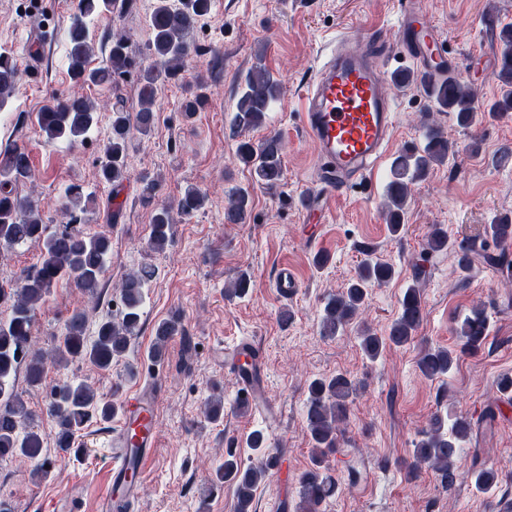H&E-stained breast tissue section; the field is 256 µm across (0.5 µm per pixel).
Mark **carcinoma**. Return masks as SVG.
Returning a JSON list of instances; mask_svg holds the SVG:
<instances>
[{"label":"carcinoma","instance_id":"carcinoma-1","mask_svg":"<svg viewBox=\"0 0 512 512\" xmlns=\"http://www.w3.org/2000/svg\"><path fill=\"white\" fill-rule=\"evenodd\" d=\"M131 0H80L79 14L69 29L68 71L72 79L93 85L112 84L135 66L129 43L123 38L112 42L108 64L89 67L93 45L89 37L87 19L104 11L122 10ZM210 0H156L149 14L148 25L152 33L149 50L154 63L140 71L138 110L131 114L123 99L112 105L111 136L99 158L101 179L120 192L127 173L128 141L131 130L148 134L155 123L153 110L156 84L159 80L177 77L186 66L197 47L189 40L200 17L207 14ZM487 32L491 34L492 47L497 56L500 82L499 95L493 101L478 105L472 85L453 71L439 79L428 73L402 71L396 82L401 85L418 83L436 111L449 112L456 124L464 129L480 126L489 121L512 119V24H502L495 12H484ZM20 64L15 54L0 50V108L7 105L17 88ZM204 82L182 104V115L192 118L204 104ZM281 94L280 82L262 64L252 66L244 76L238 91L232 127L252 130L266 123L271 104ZM97 123L93 103L84 97H56L37 115V124L50 140L63 139L71 144L82 142ZM456 150L437 126L427 127L421 146L400 152L391 165V180L387 184L390 206L387 223L392 234H400L405 227V204L409 182L424 177L430 167L451 161ZM237 160L246 166L254 180L269 188L277 186L283 178V162L279 140L266 139L256 146L242 140L236 149ZM28 152L18 146L4 152L0 160V246L13 248L28 243L41 245L40 260L23 268L16 283L0 285V462L15 456H24L37 462L34 477L41 479L48 474L51 462L44 448L43 435L35 426V416L16 388L19 374L26 383L38 386L45 375L44 357L33 352V327L35 310L52 289L67 280L80 288L94 305L109 295V281L105 278L111 253V240L106 235H86L76 225L85 210L82 186L71 184L64 189V213L67 224L55 231L43 223L33 203L20 196L17 183L30 176ZM159 184L156 179L144 176L140 180L138 198L143 204L156 199ZM250 192L238 188L233 192L229 206L224 211L228 224H243L250 216ZM203 205V196L193 186L185 188L178 201V208L190 214ZM172 219L165 205L154 208L148 245L162 251L171 240ZM485 234L502 245L501 252L493 258L502 269L512 268L508 247L512 244V216L505 214L492 218ZM453 247L461 271L469 270L473 255L478 252L477 238L468 237L459 242H449L448 235L439 227L430 232L427 247L440 252ZM155 275V269L144 265L122 278L119 286L121 307L116 316L110 315L96 322L94 335H87L90 311L73 313L64 331L57 337L54 357L60 361L88 360L101 369L112 367V362L126 356L131 339L141 327L145 289ZM394 275L391 265L366 259L357 277L340 294L331 297L324 306L321 331L325 336L337 335L357 313L366 297L367 284L384 283ZM425 271L417 269L415 284L405 289L400 300V312L385 336L366 332L361 346L371 359L379 357L387 346H404L412 342L423 318L422 289L418 282ZM455 334L460 351L448 348H427L420 354L418 365L430 378L448 373L457 353H476L486 347L489 322L484 311L474 309L457 322ZM186 336L181 320L172 316L154 327L156 343L149 358L164 356L165 343L174 336ZM355 382L340 373L330 378L312 381L306 406V420L311 437L312 466L298 478L296 512H322V505L336 492V481L328 473L327 458L337 448V422L346 417L352 397L356 394ZM118 402L97 394L87 381L72 379L50 392L47 415L55 422V445L64 453L80 454L75 447L77 438L94 421L109 422L118 412ZM206 417L213 423L224 419V399L214 396L205 404ZM471 423L464 416L458 417L451 428H445L442 417L434 416L429 428L415 444L413 460L399 461L406 476H416L419 465L429 464L438 473L443 486L455 483L454 466L460 455L462 442L469 439ZM248 445L263 454L258 466L244 465L235 451H226L224 460L215 467L211 484L222 486L231 482L236 487L235 512H251L258 484L265 473L273 468L277 454L267 451V438L260 430L251 433ZM498 483L495 470L480 469L475 474V485L487 490Z\"/></svg>","mask_w":512,"mask_h":512}]
</instances>
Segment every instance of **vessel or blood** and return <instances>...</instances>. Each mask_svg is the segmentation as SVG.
Instances as JSON below:
<instances>
[{
	"mask_svg": "<svg viewBox=\"0 0 512 512\" xmlns=\"http://www.w3.org/2000/svg\"><path fill=\"white\" fill-rule=\"evenodd\" d=\"M396 34L423 71L447 73L443 42L425 15L404 8ZM389 77L381 56L366 42L350 35L334 40L302 100V120L317 150L321 184L347 186L350 179L367 176L386 158L393 141L395 112L385 91ZM246 356L251 359L250 370L236 374L242 397L254 412L273 417L275 408L265 390L261 351L241 342L224 354L239 366ZM160 393L161 382L155 378L121 397L118 428L110 442V488L101 512H129L140 493L144 466L159 432Z\"/></svg>",
	"mask_w": 512,
	"mask_h": 512,
	"instance_id": "vessel-or-blood-1",
	"label": "vessel or blood"
}]
</instances>
